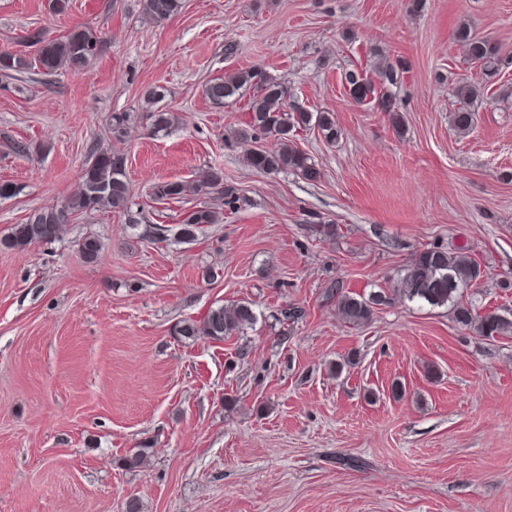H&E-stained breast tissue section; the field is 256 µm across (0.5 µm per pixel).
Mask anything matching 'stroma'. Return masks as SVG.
Instances as JSON below:
<instances>
[{
	"label": "stroma",
	"mask_w": 512,
	"mask_h": 512,
	"mask_svg": "<svg viewBox=\"0 0 512 512\" xmlns=\"http://www.w3.org/2000/svg\"><path fill=\"white\" fill-rule=\"evenodd\" d=\"M51 3L0 0V53L31 57L30 30L81 26L104 48L81 72L0 74V182L15 188L0 238L67 200L94 147L124 156L134 205L0 246V512H512V335L400 300L354 327L328 295L393 287L441 246L486 273L466 300L512 315V0H182L160 22L140 0ZM463 22L508 59L464 137L450 124L477 72ZM382 63L400 71L396 121L341 80ZM256 66L289 102L335 114L336 142L295 136L317 180L250 167L236 139L249 97H205L210 79ZM155 86L173 114L160 132ZM213 168L237 209L195 241L157 240L183 206L151 200L152 185ZM89 234L94 263L78 247ZM238 301L258 317L244 334L177 335ZM145 441L146 464L126 468ZM167 90L162 86H156L147 92V101L151 105L150 118L152 119V126L158 131L165 129L172 120V115L167 109V106L160 104L166 97Z\"/></svg>",
	"instance_id": "obj_1"
}]
</instances>
